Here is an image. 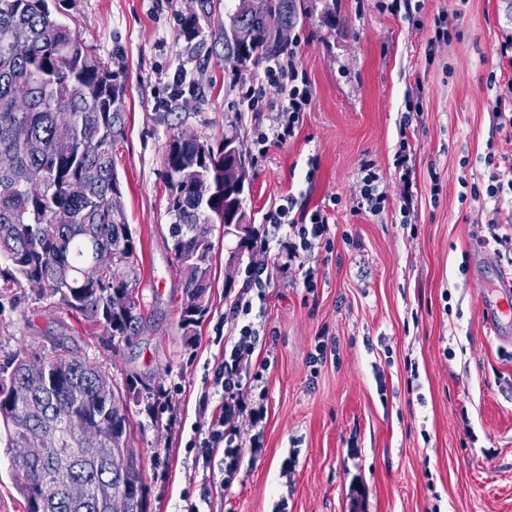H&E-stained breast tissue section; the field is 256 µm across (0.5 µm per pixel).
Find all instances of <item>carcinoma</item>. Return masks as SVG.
I'll list each match as a JSON object with an SVG mask.
<instances>
[{"mask_svg": "<svg viewBox=\"0 0 512 512\" xmlns=\"http://www.w3.org/2000/svg\"><path fill=\"white\" fill-rule=\"evenodd\" d=\"M64 9L47 0H0V152L15 158L11 170L0 171V291L35 281L38 298H56L106 335L126 339L141 316L130 280L136 246L123 209L112 203L122 194L112 148L123 135L124 84L121 73L60 20ZM306 14L307 0H261L247 10L256 42L244 51L227 43L224 60L245 68L288 56L291 43L279 32ZM198 35L199 16L191 12L182 18L180 36L191 42ZM16 42L28 46L27 55H13ZM59 139L70 142L69 154L54 152ZM164 164L169 234L182 288L179 329L189 340L208 313L213 241L202 226L220 223L221 213L240 200L233 190L224 193L222 143L215 147L205 137L177 136L166 148ZM91 166L98 168L99 180L79 194L69 193L67 185ZM202 177L216 185L217 194L208 200L192 189ZM112 249L119 251L112 269L98 282H86L82 268L97 252ZM66 350L54 339L38 352L58 381L28 398L32 414L25 424L15 420L9 404L24 397L20 364L29 353L0 357V445L16 448L27 432L45 431L52 438L35 449L31 467L60 483L81 477L91 491L86 508L62 498L43 505L32 495L27 474L16 469L26 512H105L98 492L120 485L131 488L136 512H142L147 492L129 421L117 413L112 398L99 395L101 367L86 359L72 366L63 359ZM126 392L145 395V409L154 418L167 400L159 385L142 393L130 383ZM85 417L100 418L116 430L102 444L107 457L99 464L74 460Z\"/></svg>", "mask_w": 512, "mask_h": 512, "instance_id": "obj_1", "label": "carcinoma"}]
</instances>
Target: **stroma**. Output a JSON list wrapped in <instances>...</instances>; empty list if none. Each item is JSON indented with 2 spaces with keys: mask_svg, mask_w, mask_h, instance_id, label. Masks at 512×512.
Here are the masks:
<instances>
[{
  "mask_svg": "<svg viewBox=\"0 0 512 512\" xmlns=\"http://www.w3.org/2000/svg\"><path fill=\"white\" fill-rule=\"evenodd\" d=\"M238 0H74L65 17L126 84L124 133L113 150L135 245L133 287L142 323L132 343L110 340L56 300L29 296L0 308V355L34 352L49 337L108 369L164 386L158 418L131 405L133 445L143 459L151 512H512V342L496 341L478 311L512 244H486L487 226L512 231V204L475 199L472 182L512 180L496 101L512 104V0H424L414 17L378 0H309L294 26L311 103L286 144L252 160L247 218L272 233L267 212L293 198L330 215L332 252L300 257L318 269L315 288L273 274L252 368L265 390L259 426L240 419L244 461L216 491L189 442L218 398L212 366L232 348L230 308L246 285L226 287L233 240L215 235L209 311L192 340L178 324L181 280L170 251L163 158L193 133L223 140L236 131L250 150L269 115L239 101L259 68L224 60V32ZM200 17L193 42L179 35L187 10ZM457 37L428 50L434 15ZM188 72L182 99L170 91ZM423 110L405 121V99ZM409 127L417 208L400 211L395 168ZM376 165L388 201L353 214L360 165ZM439 193H432V186ZM326 349L311 363L317 336Z\"/></svg>",
  "mask_w": 512,
  "mask_h": 512,
  "instance_id": "1",
  "label": "stroma"
}]
</instances>
